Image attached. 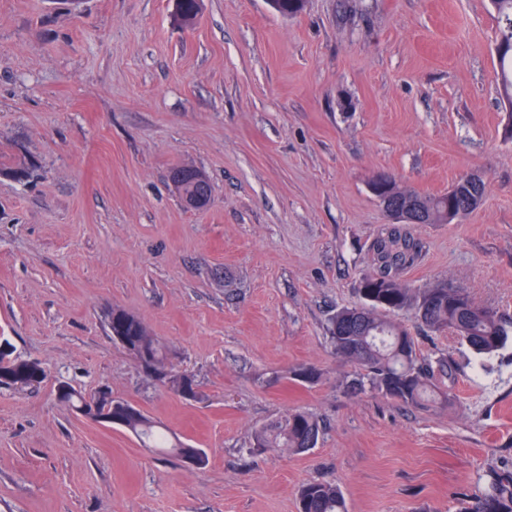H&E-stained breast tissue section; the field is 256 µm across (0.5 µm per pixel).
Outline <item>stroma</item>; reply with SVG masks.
<instances>
[{
  "label": "stroma",
  "mask_w": 512,
  "mask_h": 512,
  "mask_svg": "<svg viewBox=\"0 0 512 512\" xmlns=\"http://www.w3.org/2000/svg\"><path fill=\"white\" fill-rule=\"evenodd\" d=\"M0 0V336L46 378L0 388V512H298L326 481L349 512H465L512 470V338L488 356L400 316L421 356L457 366L455 398L421 409L351 393L327 333L358 302L390 220L377 172L426 196L462 176L482 205L410 224L400 276L512 312V114L491 0ZM201 171L209 205L168 179ZM22 167L25 180L7 176ZM120 307L191 375L187 400L114 343ZM315 367L311 384L293 371ZM108 389L202 449L162 460L129 431L66 409L61 383ZM301 408L314 448H256ZM201 176L203 179L201 181V185L197 183L200 187V190L204 193H207L210 197V184L206 179L205 175L201 173L199 170L194 169L192 167L182 166L177 167L171 172V180L179 190L181 198L184 199L186 193L190 191V188L194 185H197L193 182V178L195 176ZM207 194H203L202 192L187 194L185 196V204L190 209H201L208 204L209 197Z\"/></svg>",
  "instance_id": "1"
}]
</instances>
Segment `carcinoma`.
<instances>
[{
	"mask_svg": "<svg viewBox=\"0 0 512 512\" xmlns=\"http://www.w3.org/2000/svg\"><path fill=\"white\" fill-rule=\"evenodd\" d=\"M176 17L183 24L197 19L201 0H175ZM498 14L497 52L503 93L512 96V0H492ZM272 10L281 15H294L303 0H268ZM200 171L192 167H177L171 180L184 196L194 186L193 178ZM426 223L440 224L448 208L459 205L456 193L436 197H421ZM402 245L416 256L422 246L407 238L403 225H392L388 239L377 244L380 265L362 274L358 294L360 302L336 311L329 327L333 352L354 364L357 370L347 382L354 392L371 389L404 404L424 408L448 404L453 397L456 369L444 356L422 359L418 356L413 337L393 319L397 313L411 315L422 327L434 332H450L467 343L476 353L489 355L500 349L512 332V316L497 309L480 305L460 288L438 282L430 288L414 289L397 276L399 255L390 254L389 247ZM108 328L131 343L128 354L133 360L144 359L145 365L163 372L158 378L175 394H194L192 380L174 370L169 364L165 346L153 336L135 315L121 308L112 309L107 316ZM13 352H0V369L11 370L17 377L0 381V387L29 390L38 387L43 378H33L24 365L10 359ZM112 404L125 407L130 413L121 422L111 421L138 437L146 447L158 448L186 459L206 462L199 448L181 442L172 443L165 433L146 414L124 400ZM321 433L316 418L303 410L291 412L281 420L265 425L257 435L259 448H293L305 451L315 447ZM300 512H348L342 491L334 484L308 483L299 491ZM466 512H512V472H493L487 486L473 496Z\"/></svg>",
	"mask_w": 512,
	"mask_h": 512,
	"instance_id": "cac0c4a2",
	"label": "carcinoma"
}]
</instances>
